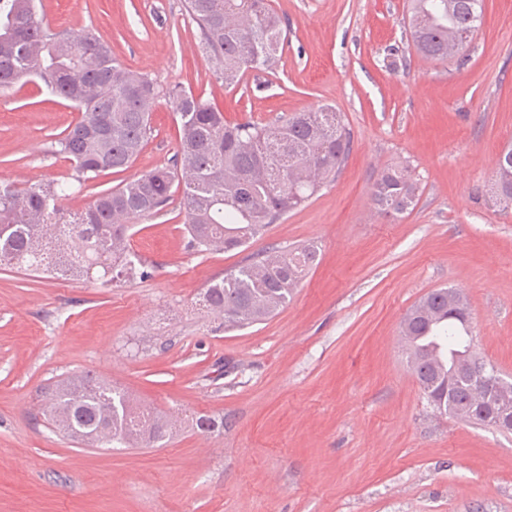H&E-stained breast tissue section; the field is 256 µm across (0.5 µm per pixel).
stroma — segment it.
<instances>
[{
	"label": "stroma",
	"instance_id": "1",
	"mask_svg": "<svg viewBox=\"0 0 512 512\" xmlns=\"http://www.w3.org/2000/svg\"><path fill=\"white\" fill-rule=\"evenodd\" d=\"M288 22L275 72L224 88L184 0H41L54 31L90 32L164 91L152 137L125 170L65 200L172 165L167 90L203 95L226 121L267 123L331 105L352 135L340 174L235 251L192 249L179 209L130 222L143 280L105 288L0 267V512H512V434L436 413L399 336L429 291H460L473 349L512 380V211L489 200L512 145V0H484L464 59L418 57L406 0H272ZM79 117L39 82L0 92V182L63 181L52 145ZM409 168L415 208L379 214L372 186ZM320 262L276 315L225 330L202 289L275 244ZM112 380L181 425L157 448L100 450L33 421L41 385ZM224 428L201 433L200 415Z\"/></svg>",
	"mask_w": 512,
	"mask_h": 512
}]
</instances>
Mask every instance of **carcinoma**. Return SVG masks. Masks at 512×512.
<instances>
[{"instance_id": "1", "label": "carcinoma", "mask_w": 512, "mask_h": 512, "mask_svg": "<svg viewBox=\"0 0 512 512\" xmlns=\"http://www.w3.org/2000/svg\"><path fill=\"white\" fill-rule=\"evenodd\" d=\"M483 0H408L407 32L415 52L446 60L473 39ZM198 26L206 60L226 88L249 70H274L287 38L285 18L270 0H186ZM34 78L70 102L80 118L58 140L72 161L79 185L110 170L127 168L148 142L150 113L160 96L147 74L124 66L112 48L81 32L60 38L38 13L35 0H0V90ZM180 120L176 164L156 167L98 194L87 207L66 215L59 201L71 185L0 183V265L61 273L109 285L149 276L130 251L131 218L161 213L182 190L181 209L190 247L225 252L260 237L288 212L301 207L336 178L349 156L350 130L341 113L326 106L296 112L271 124L228 123L202 96L169 93ZM493 205L512 208V145L498 156L490 185ZM372 200L384 214L415 207L417 185L404 169L383 171ZM314 248H272L210 281L200 299L237 330L272 317L288 304ZM467 303L455 289L427 293L403 318L400 336L408 366L429 403L441 415L492 426L494 402L485 384L500 379L472 351ZM51 397L44 421L68 438L101 439L97 447H138L169 439L171 419L143 406L124 390L90 372L68 375L43 387Z\"/></svg>"}]
</instances>
